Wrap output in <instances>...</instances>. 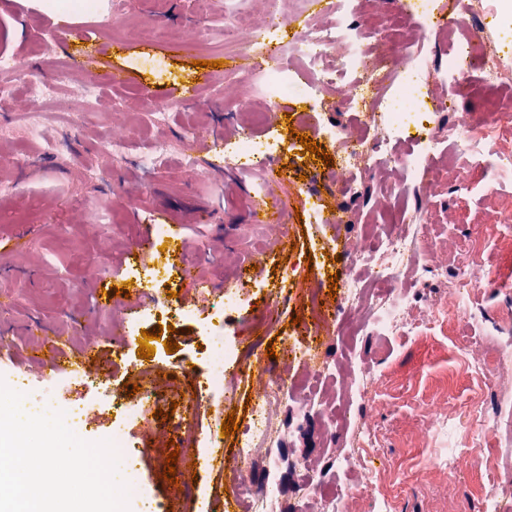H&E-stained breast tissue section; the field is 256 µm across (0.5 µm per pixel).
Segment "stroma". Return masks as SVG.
<instances>
[{
    "mask_svg": "<svg viewBox=\"0 0 512 512\" xmlns=\"http://www.w3.org/2000/svg\"><path fill=\"white\" fill-rule=\"evenodd\" d=\"M35 0H0V53L30 54L41 38L46 12L35 8ZM224 0H214L209 12L198 11L196 0H128L122 11L106 8L99 15L75 13L73 25L80 38L70 47L77 55L86 41L109 46L113 70L126 77L121 86L100 82L96 68L75 69L65 92V112L76 114L75 122L51 119L39 136H31L18 121L20 104L0 110V336L8 346L0 349V380L24 377L33 387L44 386L41 361L36 352L43 340L60 336L66 354H77L91 343L111 352L112 313L102 305L105 289L133 281L135 259L131 256V233H145L156 224L176 226L183 253L165 251L158 257L172 272L157 289L164 301L170 292L196 303L194 281L205 276L215 285L241 288L244 303L229 316L238 329L233 356L236 363L261 357L269 369H278L279 360L269 358L267 344H280L282 338L307 341L308 334L297 316L307 310L300 300L275 297L282 274L307 280L314 297L327 299L329 274L344 272L345 258L329 257L324 244L330 236L347 241L359 236L363 225L384 224L389 210L372 203L377 185L384 176H367L358 194L338 191L332 166L306 162L296 151L278 153L277 164L289 165L288 177L279 190L293 208L288 215L291 231L268 242L253 212L241 205L250 184L227 170L215 159L214 147L227 130L243 125L247 116L236 109L244 103L251 111H262L265 92L256 79H230L220 87L207 81L199 61H220L225 57ZM245 12L262 19L269 8L283 17L281 41H289L300 20L325 19L332 0H243ZM193 26L201 30L206 44L200 49H181L167 43L145 40L142 27ZM95 84L103 102L122 100L120 111L105 114L82 111L83 85ZM197 86L202 90L199 103L170 112L156 121L148 102H162L176 88ZM351 123L349 111L330 103L323 111L306 112L296 104L291 119L261 127L258 137L280 139L288 127L307 126L310 139L327 120ZM199 126L208 138L196 148L197 173L182 164V141L189 129ZM141 128L130 136L131 128ZM129 134L127 152L122 156L102 153L100 129ZM168 142V154L155 167L140 163L154 140ZM317 192L320 203L338 213L337 229L310 221L307 210L310 192ZM427 221L436 236L455 244L486 225L494 205L512 206V175L505 177L496 199L472 195L466 205H458L450 190L440 189L428 200ZM97 230H90V223ZM26 231L27 245L15 250L13 237ZM262 250L258 269L248 282H240L237 262L252 250ZM173 338L179 348L166 352L156 344L151 359L138 357L137 341L124 345L125 358L113 364L107 375L85 370L83 384L73 383L70 374L54 377L55 385L71 386L88 413L87 439H109L116 419L113 397L127 394L133 372L149 370L154 384L167 395L162 410H169L177 392L185 386L182 367L197 362L199 324L180 320L174 324ZM358 353L376 360L383 373L381 401L370 415L379 426L383 446L380 456L390 464L385 486L395 487L399 512H482L480 488L499 480L512 512V424L499 427L493 445L502 456L498 472L475 464L448 477V435H429L421 415L433 399L446 402L451 411L470 401L483 400L487 411H495L494 393L482 389L464 365L453 359L447 332L426 331L419 340L384 347L379 341L363 338L356 342ZM221 401L202 406L194 418L198 440L180 448L179 460L216 454L229 457L235 450V436L213 443V415L222 409ZM281 440L270 454L246 461L236 471L203 469L176 470V484L163 478L165 460L171 449L163 426L145 429L142 422L130 420L126 429L136 447L142 448L139 479L155 499L172 496L183 499L188 512H224L225 501L235 500V487L259 492L268 481L278 486L279 512H308L302 485L306 469L324 471L327 485L349 483L350 474L328 471L327 462L336 450L325 432L322 416L313 414L294 419L288 407L275 410Z\"/></svg>",
    "mask_w": 512,
    "mask_h": 512,
    "instance_id": "obj_1",
    "label": "stroma"
}]
</instances>
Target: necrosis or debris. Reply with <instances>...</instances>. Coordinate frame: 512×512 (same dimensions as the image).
Here are the masks:
<instances>
[{
	"label": "necrosis or debris",
	"instance_id": "necrosis-or-debris-1",
	"mask_svg": "<svg viewBox=\"0 0 512 512\" xmlns=\"http://www.w3.org/2000/svg\"><path fill=\"white\" fill-rule=\"evenodd\" d=\"M495 7V0H454L448 28V65L444 68L432 63L433 49L428 38L433 21L428 12L417 9L414 0H393L390 14L377 18L366 16L365 0H335L326 21L319 25L304 23L289 41L298 68H290L281 61L262 62L251 68V76L264 84L267 110L252 113L250 120L224 142L225 160L236 175L247 178L253 187L246 207L276 197L266 169L278 146L257 141L254 131L266 117L279 111L281 101L289 98L301 99L311 112L323 110L333 100L352 112L355 126L329 123L322 129L324 139L336 147L334 176L341 190L356 191L366 171H388L394 175L393 180L381 186L378 202L396 210V222L379 231L373 247H366L359 239L344 244L346 271L336 296V309L329 312L318 305L313 308L316 338L333 337L349 344L375 336L392 343L422 335L429 322L473 326L486 320L476 299L488 283H496L501 292L512 291V276L482 269L475 248L458 249L450 264L438 261L436 240L424 219L423 204L408 207L403 203L404 198L424 185L428 174L443 159L448 162V182L460 199H467L475 191L485 197L497 194L500 178L512 173V126L502 124L492 106L478 117L464 111L449 128L432 123L423 125L415 149H398L405 133L402 115L396 110L398 104L416 106L429 100L435 111H447L449 100L456 98L475 75L491 90L512 85V59L501 51L498 41L483 24ZM398 22L409 33H392L391 62L380 65L376 32L381 28L392 32ZM279 25L280 18L274 10L260 25L236 12L226 22L225 31L239 50L246 52L252 43L273 37ZM42 57L54 70V80L42 79L24 58L0 55V107L9 108L16 95H24L27 107L19 120L32 134L46 120L60 117V95L70 81L68 62L47 51ZM440 86L447 87V97L436 96L435 90ZM444 273L451 276L447 301L436 304L426 318H418L408 282ZM380 283L387 285V292H376ZM240 302L239 290L213 288L202 307L170 301L148 310L149 315L160 318L201 320L203 368L192 374L193 394L185 400L186 414L172 430L179 442L195 443L192 417L204 403L231 394L237 380L248 382L253 390L248 426L239 436L233 456L237 463L253 459L278 443L273 421L275 406L288 404L301 420L314 412L332 410L338 398L346 404L359 402L365 409L377 404L382 374L354 351L334 363L319 359L314 345L289 337L281 341L284 360L302 366L311 381H329L345 375V389L337 391L332 400L313 389L294 394V382L287 372L274 374L258 363L243 364L237 371H230L232 342L226 316ZM455 356L481 385L507 395L512 393L511 339L502 345L501 369L493 377L486 374L472 343L460 341ZM136 376L139 393L130 399H120L117 407L121 415L140 420L149 428L154 423L159 394L148 371H137ZM342 421L349 429L332 466L338 472L354 471L356 479L334 490L326 488L320 474L306 476L303 491L310 512H352L354 503L360 500L371 501L373 512H396L395 494L378 492L386 468L369 458L370 449L378 445L376 422L363 416L354 421L347 415ZM443 425L448 428L449 476H456L481 449L487 452L482 460L485 467L498 465L497 454L488 449L497 425L482 407L473 404L447 418L440 405L429 404L428 429L433 431ZM111 440L127 467L124 481L130 490V501L139 512H169V501L153 499L138 481L140 450L122 426H113Z\"/></svg>",
	"mask_w": 512,
	"mask_h": 512
}]
</instances>
